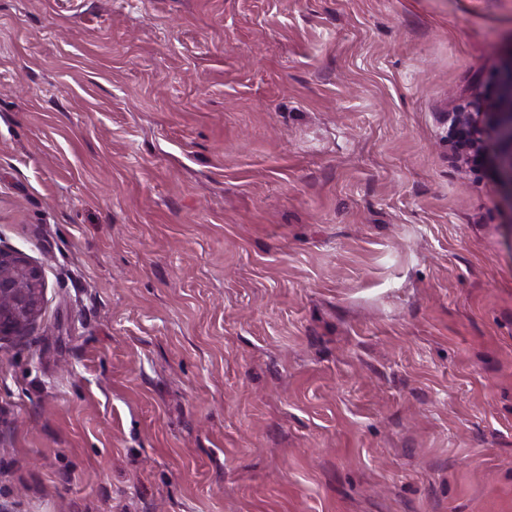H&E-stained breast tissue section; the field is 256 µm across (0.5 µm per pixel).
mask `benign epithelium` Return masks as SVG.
I'll return each instance as SVG.
<instances>
[{
	"label": "benign epithelium",
	"mask_w": 512,
	"mask_h": 512,
	"mask_svg": "<svg viewBox=\"0 0 512 512\" xmlns=\"http://www.w3.org/2000/svg\"><path fill=\"white\" fill-rule=\"evenodd\" d=\"M497 133V172L512 189V66L506 71L498 94L481 112H455L448 136L459 157L479 162L489 128ZM45 281L41 268L24 253L0 247V339L20 336L42 308Z\"/></svg>",
	"instance_id": "benign-epithelium-1"
}]
</instances>
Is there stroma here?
<instances>
[{
  "instance_id": "35a3bbf8",
  "label": "stroma",
  "mask_w": 512,
  "mask_h": 512,
  "mask_svg": "<svg viewBox=\"0 0 512 512\" xmlns=\"http://www.w3.org/2000/svg\"><path fill=\"white\" fill-rule=\"evenodd\" d=\"M512 0H0V512H512V188L448 115ZM41 268L24 253L0 246V339L20 336L42 308Z\"/></svg>"
}]
</instances>
